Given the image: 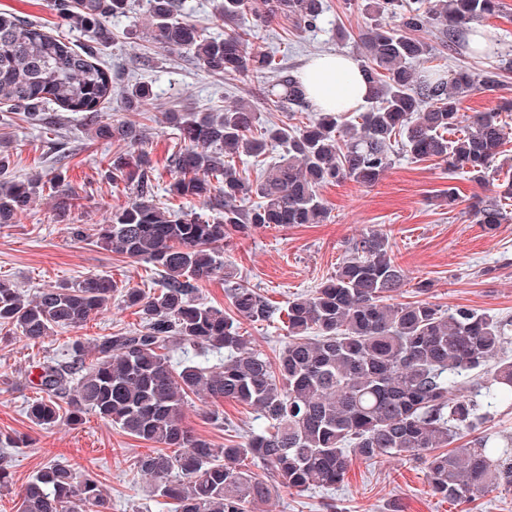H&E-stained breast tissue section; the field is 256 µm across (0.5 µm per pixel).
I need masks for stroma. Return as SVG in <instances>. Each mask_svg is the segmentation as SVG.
<instances>
[{"label": "stroma", "instance_id": "obj_1", "mask_svg": "<svg viewBox=\"0 0 512 512\" xmlns=\"http://www.w3.org/2000/svg\"><path fill=\"white\" fill-rule=\"evenodd\" d=\"M481 26L491 47L476 53L464 45L438 50V59L421 63V70L486 69L497 65L499 54L512 51V0ZM320 29L302 31L292 23L276 21L256 28L253 46L274 52L278 61L301 70L310 59L325 53L357 56L355 34L366 14L359 0H324ZM148 22L141 13L113 21L115 42L100 56L112 71L114 88L138 81L151 83L154 99L144 112L125 111L113 97L105 119L136 125L155 166L154 200L170 205L169 160L177 147L173 129L162 114L219 110L245 101L259 113L262 123L279 122L283 114L267 100L272 79L249 73L217 76L208 73L189 53L155 49L147 40ZM9 145V165L1 178H47L55 168L56 150L67 159L63 172L77 194L75 208L59 215L54 197L45 195L17 223L0 227V278L14 282L26 297L51 286L70 284L90 274L111 276L118 284L157 292L162 277L151 265L104 250L96 245L100 225L109 223L113 210L126 205L124 187H112L105 172L118 149L117 140H98L87 130L81 114L65 112L58 125L46 129L31 125L17 114L0 110V142ZM457 187L461 200L448 210L438 200L448 187ZM498 193L496 180L476 183L468 174L449 173L437 162L417 161L398 152L390 168L373 186L350 180L330 183L319 194L328 208L320 224H302L234 235L224 249V263L234 275L225 282L216 274L202 283L200 296L218 308H228V284L254 288L277 310L274 320L246 322L242 332L254 347L276 357L286 336L285 310L289 299L311 294L333 275L346 255L349 240L367 230L388 235L395 261L408 283L402 301L417 297L448 311L465 305L496 317H512V222L484 230L466 212L471 197L485 200ZM427 291H419V284ZM141 324L136 308L114 297L107 308L92 314L85 327L56 329L41 343L0 339V451L12 459L13 483L0 488V512H18L23 485L45 464L58 462L92 476L112 501V512H166L152 492L147 476L136 473V456L152 446L102 421L94 413L81 423L60 421L43 429L24 412L35 397L37 365L64 358L72 340L93 345L98 337L134 329ZM186 424L220 448L228 441H243L261 423L252 410L230 401L203 395L191 398ZM336 502L338 512H471L433 494L423 467L407 458L382 456L374 462L353 460L343 483L335 488L297 492L274 486L264 512H325Z\"/></svg>", "mask_w": 512, "mask_h": 512}]
</instances>
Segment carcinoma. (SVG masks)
<instances>
[{
    "label": "carcinoma",
    "mask_w": 512,
    "mask_h": 512,
    "mask_svg": "<svg viewBox=\"0 0 512 512\" xmlns=\"http://www.w3.org/2000/svg\"><path fill=\"white\" fill-rule=\"evenodd\" d=\"M135 4L150 19L153 46L184 50L213 74L271 73L284 90L275 107L309 110L299 74L253 49L251 37L255 28L279 19L304 31L317 28L323 0H265L264 12L249 27L243 25L248 0H221L222 36L186 20L180 0H50L61 25L87 37L80 45L36 21L0 13V104L43 127L59 123L60 109L81 112L96 138L127 143L129 150L112 156L107 179L132 185L135 199L112 211L98 241L164 273L153 297L88 275L26 300L11 281L0 279V330L32 343L58 327L82 328L116 293L141 313L139 329L101 336L90 349L77 338L65 360L39 364L41 396L28 401V419L49 429L63 418L77 423L91 411L156 444L135 468L152 480L154 496L171 512H259L270 488L242 468L244 457L296 491L341 484L352 454L365 462L383 455L416 460L433 493L449 501L511 491V444L501 446L484 434L461 448L450 445L463 430H481L482 408L512 399V360L494 369L496 386L481 402L470 380L512 335V319L467 306L445 312L423 299L396 301L407 281L387 235L370 230L352 239L334 276L288 302V341L274 362L240 332L241 322H266L275 314L257 290L228 289L229 313L198 297L199 284L224 269L221 254L231 235L323 222L327 208L319 188L341 180L374 185L390 167L397 141L411 158L437 159L477 182L496 174L494 162L506 141L500 113L512 112V100L502 98L469 116L461 103L470 91L499 90L512 56H502L491 69L447 76L420 72L411 63L435 55L420 33L434 30L442 46L455 47L500 11L501 0H429L423 9L369 0L357 39L373 107L358 128H341L332 111L301 124L266 126L243 102L216 112L163 113L179 136L169 192L203 201L205 213L157 206L154 166L141 133L125 122L100 120L113 86L98 57L114 39L110 20L127 16ZM122 98L126 110L143 112L152 87L135 83ZM279 146L288 157L257 179L238 170L237 158L260 166ZM46 188L59 212L71 209L75 194L58 167L46 182L0 184V225L16 223ZM253 196L258 202L242 205ZM511 202L508 175L497 199L478 200L469 213L491 230L512 221ZM174 345L222 354L224 362H175L169 355ZM192 394L247 406L264 426L243 443L216 448L184 422ZM111 510L94 478L58 463L42 467L22 493L21 512Z\"/></svg>",
    "instance_id": "obj_1"
}]
</instances>
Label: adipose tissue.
<instances>
[{
	"mask_svg": "<svg viewBox=\"0 0 512 512\" xmlns=\"http://www.w3.org/2000/svg\"><path fill=\"white\" fill-rule=\"evenodd\" d=\"M309 104L318 111L352 112L365 104L369 93L360 62L343 54L311 59L300 73Z\"/></svg>",
	"mask_w": 512,
	"mask_h": 512,
	"instance_id": "ef3b65f1",
	"label": "adipose tissue"
}]
</instances>
